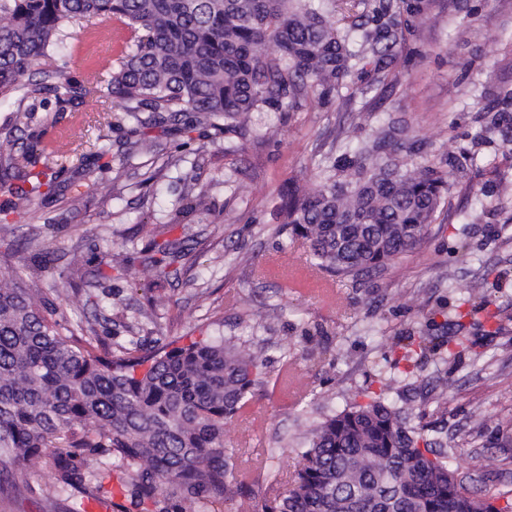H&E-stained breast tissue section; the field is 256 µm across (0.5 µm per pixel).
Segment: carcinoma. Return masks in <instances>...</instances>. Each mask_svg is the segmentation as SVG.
<instances>
[{
  "mask_svg": "<svg viewBox=\"0 0 512 512\" xmlns=\"http://www.w3.org/2000/svg\"><path fill=\"white\" fill-rule=\"evenodd\" d=\"M431 0H0V100L15 105L0 125V192L28 227L33 257L45 261L35 205L55 192L68 155L50 151L29 132L35 113L65 112L86 97L110 116L118 108L143 129L166 130L184 116L217 135L245 137L249 115L262 108L285 116L338 101L347 121L319 154L320 181L280 196L278 235L307 244L313 266L332 277L385 271L422 245L448 202L450 169L424 160L420 140L389 118L370 139L353 142L371 101L392 84L404 29L422 20ZM112 18L132 43L106 76L72 78L68 62L51 58L64 29ZM368 65L376 77L356 82ZM148 116H143V113ZM208 189L187 187L170 223L205 205ZM153 274H177L179 247L150 240ZM425 329L406 337L389 367L408 378L439 347ZM264 360L236 338L167 343L151 353L129 341L114 355L94 327L56 318L35 300L22 271L0 275V475L40 459L66 494L65 512L117 479L157 512H209L235 500L241 483L224 424L250 413L265 386ZM448 399L440 377L423 400ZM301 467L263 512H512V496L478 494L458 478L448 437L389 401L386 388L314 423Z\"/></svg>",
  "mask_w": 512,
  "mask_h": 512,
  "instance_id": "obj_1",
  "label": "carcinoma"
}]
</instances>
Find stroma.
Returning <instances> with one entry per match:
<instances>
[{
    "label": "stroma",
    "mask_w": 512,
    "mask_h": 512,
    "mask_svg": "<svg viewBox=\"0 0 512 512\" xmlns=\"http://www.w3.org/2000/svg\"><path fill=\"white\" fill-rule=\"evenodd\" d=\"M130 41V30L116 19L81 34L67 48L72 74H108ZM451 41L457 45L452 55L444 50ZM395 75L364 131L373 133L389 114L413 129L430 160L457 156L448 209L422 246L385 272L336 277L324 286L310 270L303 241L273 235V209L290 180L315 182L310 158L338 120L336 103L286 117L254 113L242 160L225 154L223 140L204 126L172 131L162 138L161 153L131 155L132 123L117 120L102 129L92 103L60 121L61 149L75 144L82 150L71 178L89 191L66 223L42 234L55 263L49 271H31L40 296L69 321L104 318L114 351L132 339L147 349L213 336L262 342L268 383L253 397L251 414L224 428L225 446L251 477L242 504H225L223 512H261L298 465L296 454L278 455L275 447L303 440L313 421L360 397L372 385L375 363L395 357L397 337L419 335L428 309L439 302L455 309L470 288L488 305L467 317L476 346L449 357L448 404L434 416L445 423L469 489L512 490V240L503 231L512 222V193L490 194L481 206L469 198L492 181L512 185V142L493 129L500 115L483 111L481 97L486 88L512 83V0H434L407 35ZM99 138L111 151L106 168L89 154ZM177 150L181 166L164 167L165 154ZM228 171L236 180L232 190L224 186ZM117 176L126 185L119 195ZM190 179L209 186L207 208L190 213L184 226L169 225ZM153 235L183 245L179 273L165 281L155 279L142 253ZM75 257L88 283L79 294L59 287ZM102 269L111 270V281L101 282ZM494 312L502 327L483 335L480 327ZM284 368L293 385L289 394L277 384ZM478 414L485 430L473 424ZM25 480L29 490L20 497L0 492V512H64L41 462L27 465Z\"/></svg>",
    "instance_id": "obj_1"
}]
</instances>
